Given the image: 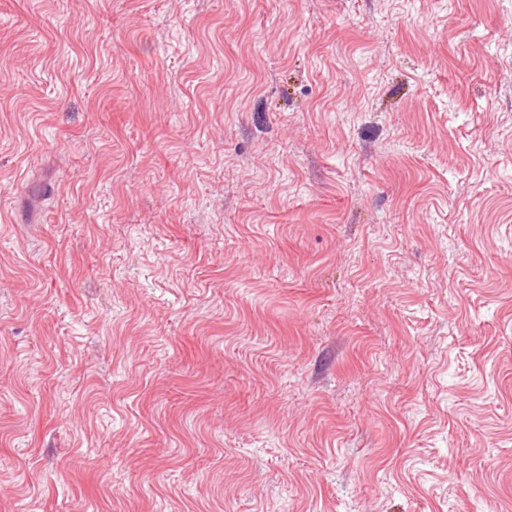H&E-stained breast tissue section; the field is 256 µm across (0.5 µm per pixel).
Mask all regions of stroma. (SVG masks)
Wrapping results in <instances>:
<instances>
[{
  "instance_id": "obj_1",
  "label": "stroma",
  "mask_w": 512,
  "mask_h": 512,
  "mask_svg": "<svg viewBox=\"0 0 512 512\" xmlns=\"http://www.w3.org/2000/svg\"><path fill=\"white\" fill-rule=\"evenodd\" d=\"M0 512H512V0H0Z\"/></svg>"
}]
</instances>
